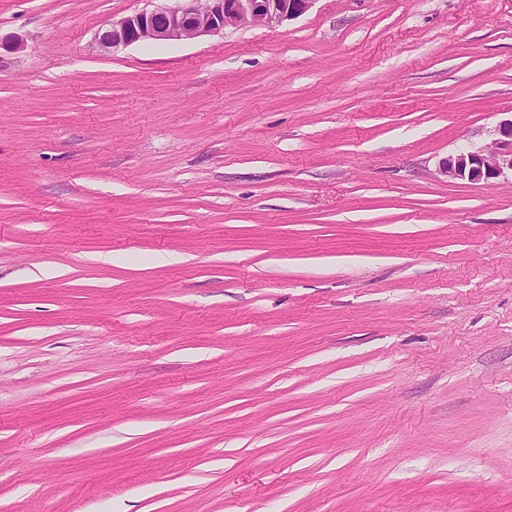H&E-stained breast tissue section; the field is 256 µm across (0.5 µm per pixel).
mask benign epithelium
I'll list each match as a JSON object with an SVG mask.
<instances>
[{"label": "benign epithelium", "instance_id": "obj_1", "mask_svg": "<svg viewBox=\"0 0 512 512\" xmlns=\"http://www.w3.org/2000/svg\"><path fill=\"white\" fill-rule=\"evenodd\" d=\"M315 0H185L177 8L143 10L113 22L97 34L102 50L143 41H178L219 33L225 28L262 25L275 27L306 13ZM512 170V150L500 148L453 155L441 163L452 179L494 185Z\"/></svg>", "mask_w": 512, "mask_h": 512}]
</instances>
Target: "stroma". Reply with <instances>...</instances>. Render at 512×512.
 <instances>
[{"instance_id": "stroma-1", "label": "stroma", "mask_w": 512, "mask_h": 512, "mask_svg": "<svg viewBox=\"0 0 512 512\" xmlns=\"http://www.w3.org/2000/svg\"><path fill=\"white\" fill-rule=\"evenodd\" d=\"M154 6L0 0V512H512V0ZM177 8L143 10L112 22L97 34L102 50L143 41H178L225 28L279 26L306 13L314 0H184ZM440 169L448 178L467 179L493 186L494 180L505 169H510L512 173V150L495 148L452 155L442 161Z\"/></svg>"}]
</instances>
